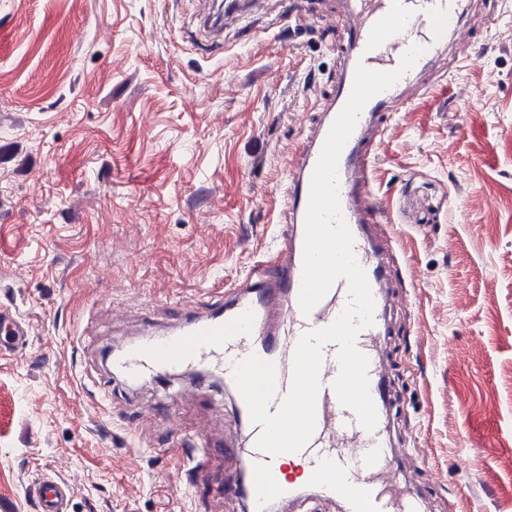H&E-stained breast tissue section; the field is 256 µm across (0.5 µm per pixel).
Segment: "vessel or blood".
Wrapping results in <instances>:
<instances>
[{"instance_id": "vessel-or-blood-1", "label": "vessel or blood", "mask_w": 512, "mask_h": 512, "mask_svg": "<svg viewBox=\"0 0 512 512\" xmlns=\"http://www.w3.org/2000/svg\"><path fill=\"white\" fill-rule=\"evenodd\" d=\"M340 21L342 63L336 85L319 109L310 134L294 160L284 212L289 227L275 253L261 257L240 284L226 289L224 299L188 306L179 324L161 333L145 332L141 342L113 352V372L135 379L146 374L210 373L233 386L234 365L250 355L274 363L275 395L268 407L276 412L290 390L293 358L300 338L332 324L350 301L345 279L336 280L310 312H302L305 215L311 179L328 132L347 103L357 66L376 72L398 70L409 47L422 55L391 88L373 96L364 106L338 162L339 200L353 235V252L364 270L375 302L373 323L359 331L356 349L369 361V392L377 411V424L366 430L356 412L340 403L333 383L340 365V345H322L316 424L309 441L294 454L270 455L257 449L263 432L251 421L246 403H239L247 419V447L239 456L248 473L246 487L223 485L226 494L246 491L250 512H268L272 503L292 499L304 482L329 500L348 502L353 512H417L421 490L403 480L393 445L385 438L392 394L382 359L389 334L386 314L388 270L371 225L383 223L375 198L370 155L382 138L391 112L410 105L429 87L440 69L447 43L463 45L464 0H345ZM30 326L16 312L0 307V353L25 347ZM215 454L208 435L196 433L182 456L189 471L210 465ZM38 512H68L70 488L62 480L44 475L36 487Z\"/></svg>"}]
</instances>
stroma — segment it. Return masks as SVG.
Here are the masks:
<instances>
[{
  "mask_svg": "<svg viewBox=\"0 0 512 512\" xmlns=\"http://www.w3.org/2000/svg\"><path fill=\"white\" fill-rule=\"evenodd\" d=\"M268 0H0V305L31 330L0 356V504L36 512H246L247 430L214 377L131 380L104 352L173 324L275 251L289 164L338 64L315 15ZM394 112L372 166L390 225L389 435L421 512H512V0ZM225 455L185 471L169 413ZM38 512H68L70 488L62 480L44 475L36 487Z\"/></svg>",
  "mask_w": 512,
  "mask_h": 512,
  "instance_id": "stroma-1",
  "label": "stroma"
}]
</instances>
